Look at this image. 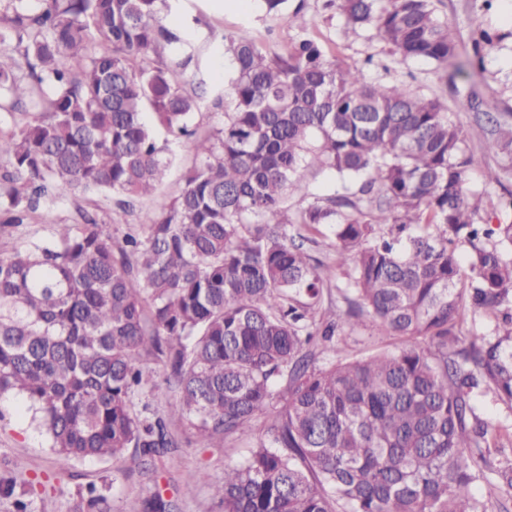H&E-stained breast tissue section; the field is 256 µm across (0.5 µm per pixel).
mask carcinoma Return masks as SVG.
I'll return each instance as SVG.
<instances>
[{"label": "carcinoma", "mask_w": 512, "mask_h": 512, "mask_svg": "<svg viewBox=\"0 0 512 512\" xmlns=\"http://www.w3.org/2000/svg\"><path fill=\"white\" fill-rule=\"evenodd\" d=\"M5 2L0 111L20 119L0 128V226L65 196L103 195L127 213L162 184L170 139L195 135L202 94L182 76L197 42L165 22L166 0ZM440 3L330 0L345 30L393 59L473 82L505 35L479 28L462 52ZM292 23L280 53L224 37L223 124L194 141L198 163L152 223L116 244L80 209L49 244L0 250V397L26 399L63 471L128 448L162 457L177 447L175 417L210 442L234 436L285 380L265 437L213 486L224 512H489L473 495L490 445L472 400L485 389L512 404V201L496 228L480 223L465 134L441 103L368 79L304 17ZM152 54L165 58L148 65ZM490 121L489 149L512 156L507 117ZM302 169L340 187L314 191ZM322 228L352 268L347 308L321 314L324 278L305 245ZM459 242L471 247L465 269ZM468 308L495 317V336L461 348ZM365 313L404 346L315 367L316 338ZM148 349L170 366L167 417L135 403ZM495 474L512 500V462ZM0 496L34 512L30 490L0 481ZM76 512L111 507L92 483Z\"/></svg>", "instance_id": "obj_1"}]
</instances>
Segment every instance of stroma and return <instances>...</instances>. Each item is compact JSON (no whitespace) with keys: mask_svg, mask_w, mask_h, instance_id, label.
<instances>
[{"mask_svg":"<svg viewBox=\"0 0 512 512\" xmlns=\"http://www.w3.org/2000/svg\"><path fill=\"white\" fill-rule=\"evenodd\" d=\"M288 8L300 10L308 21L309 34L346 63L359 66L366 56H373L374 65L367 72L369 78L386 84L409 82L411 87L447 107L449 119L463 127L472 156L465 186L483 200L482 221L495 222L502 202L512 198V159L487 150L489 126L484 115L512 113V0H493L489 9L484 8L482 0H443L440 13L455 27L460 43H468L479 27L494 28L504 36L501 46L491 49L485 58L487 71L477 88L480 108L469 112L457 111L455 90L447 79L437 76L434 63L423 59L391 62L383 42L367 40L362 33L346 32L335 11L327 8L326 0H288ZM167 21L197 40L199 67L212 96L227 89L232 77L231 63L224 54L225 36L253 38L270 51L278 52L295 34L287 13L268 15L259 0H223L219 8L213 0H173ZM171 149L173 162L158 197L137 203L125 223L112 224L111 202L97 197L98 216L111 223L114 238H122L128 225L150 223L162 199L182 187L184 173L196 161L193 144L183 139L173 142ZM498 167L508 168L509 176L498 183L488 182L487 171ZM75 206L74 198L67 197L49 210L36 213L32 223L11 229L10 243L20 247L45 243L51 238L54 225L73 223ZM311 254L328 271L322 307L345 308L342 291L350 261L341 260L334 250L327 248H312ZM401 346L399 337L379 333L372 318L365 315L348 323L326 342L314 364L325 368L345 360L394 352ZM140 361L149 382L140 399L158 414H166L174 399L173 393L161 389L168 367L152 351L142 352ZM282 404V399H274L243 434L216 445L198 437L188 421L177 419L171 430L178 446L163 458L151 460L130 448L118 460L72 461L62 473L47 437L33 422L23 398L6 395L0 397V479H14L21 490L34 488L35 512H75L80 491L91 483L107 486L112 512H152L151 503L157 498L168 504V512H222L213 494V483L223 480L225 466L243 463L251 455ZM474 407L476 416L499 437V445L490 455L491 464L512 459V405L488 391L476 397ZM202 471L207 473V480H198Z\"/></svg>","mask_w":512,"mask_h":512,"instance_id":"35a3bbf8","label":"stroma"}]
</instances>
